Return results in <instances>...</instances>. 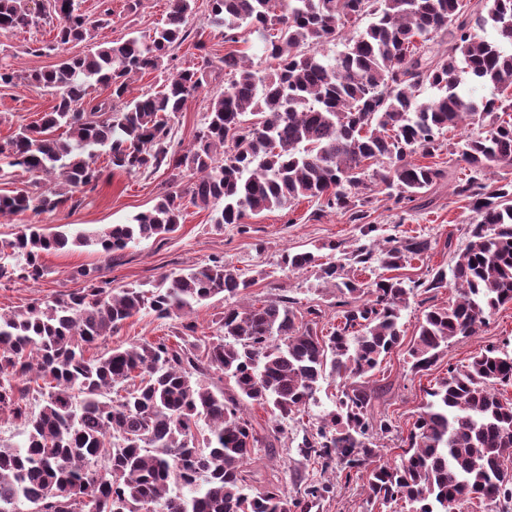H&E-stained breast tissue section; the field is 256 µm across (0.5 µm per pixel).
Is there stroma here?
<instances>
[{
  "mask_svg": "<svg viewBox=\"0 0 512 512\" xmlns=\"http://www.w3.org/2000/svg\"><path fill=\"white\" fill-rule=\"evenodd\" d=\"M112 16L109 24L98 27L96 40L102 44L120 42L130 34L148 35L160 26L166 17L168 0H111ZM53 26L38 23L11 32L0 31V62H9L22 73H32L53 67L61 58L87 53L84 42L53 48ZM203 49H196V42ZM258 43L256 35L246 41L227 44L219 29L208 21L206 0H197L196 13L191 21V35L173 51L174 66L184 68L197 64L201 55L220 61L230 50L253 56ZM224 88L223 78L207 72L202 88L191 96L173 124V139L182 147H189L200 126L211 98ZM56 103L54 92L19 82L0 84V141L5 140L22 124L37 120L41 113L50 111ZM484 127L471 124L448 129L441 135V149L429 165L445 170L446 177L433 190L434 202L426 209L396 208L386 192H374L368 207L369 221L376 224L375 239H404L424 236L431 240V250L413 258L399 270L404 280L423 281L434 268L451 269L469 241V230L479 222V215L469 202L454 193L456 183L468 173L458 150L464 140L481 135ZM103 176L96 192L77 209L43 214L36 219L15 216L0 222V241L14 238L26 224L36 222L45 232L58 231L61 225L92 230L105 225L127 224L139 213L150 210L168 180L166 170H145L127 174L109 169L106 159H99ZM247 232L238 225L216 226L210 221L209 210L188 207L175 233L154 237L131 245L121 264L108 266L103 255L92 247H72L46 254L43 261L46 275L38 282L16 280L0 282V312L20 310L34 302L53 299L63 294L81 291L84 279L78 278V268L96 269L99 279L109 281L112 287L128 288L157 281L161 275H176L205 264L211 257L221 256L252 278L245 301L255 303L286 296L299 307L319 306L325 313L320 323L327 329L336 323V291L324 287L316 269L295 274L282 272L277 261L284 250L317 251L335 242L345 250L365 244L359 225L350 222L347 214L322 209L318 200H302L292 208L274 209L247 218ZM455 298L453 285L430 292L418 289L409 298L402 312L404 337L375 376L378 398L377 410L388 413L398 432L383 439L385 460L395 461L400 453L399 440L407 436L417 411L426 400V392L436 379L446 374L448 367L462 366L485 347H494L512 355V304L501 307L488 318L475 335L449 344L432 370L414 374L410 371L407 353L411 346L423 311L432 305L445 306ZM179 319H158L144 311L130 318L119 331L108 337L109 348L127 347L143 340L172 335ZM337 382L326 378L315 403L310 404L302 421L289 422L288 435L272 453L252 457L249 468L253 473V488L263 489L267 483L284 488L291 498L303 495L312 483L331 484L332 490L315 512H365V494L359 482H345L333 471H322L320 466L308 464L298 453L305 429L316 426L321 416L332 409L336 399Z\"/></svg>",
  "mask_w": 512,
  "mask_h": 512,
  "instance_id": "stroma-1",
  "label": "stroma"
}]
</instances>
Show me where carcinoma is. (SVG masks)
<instances>
[{
  "label": "carcinoma",
  "instance_id": "obj_1",
  "mask_svg": "<svg viewBox=\"0 0 512 512\" xmlns=\"http://www.w3.org/2000/svg\"><path fill=\"white\" fill-rule=\"evenodd\" d=\"M30 2L0 0V31L54 22L56 47L84 41L91 48L24 77L55 92L56 104L0 143V174L20 167L49 187L0 195V217L80 205L98 186L102 154L114 171L163 167L188 183L163 192L130 224L95 233L26 225L0 241V282L39 281L43 255L70 245L96 246L110 264L132 243L175 232L189 205L210 210L213 224L244 229L251 216L316 198L350 213L366 237L376 227L365 222L364 190H386L397 205L418 200L443 171L414 156L435 155L450 127L483 122L486 134L459 150L469 174L455 187L480 221L452 269L455 300L423 312L411 371L429 370L451 341L474 335L512 304V181L484 183L492 168L512 163V122L498 116L512 102L461 90L467 79L512 87V0H207L224 42L258 33L266 66L224 54V90L184 150L172 144V122L202 87L200 71L175 68L158 91L135 96L129 81L162 69L185 41L197 0H169L153 33L110 46L92 43L111 16L108 0L95 20L75 0H47L41 13ZM488 25L492 41L480 34ZM442 36L448 47L440 50ZM339 39L345 50L326 56L322 46ZM95 83L110 89L106 99H86ZM426 89L437 94L423 99ZM430 247L425 237L384 239L357 247L350 259L398 270ZM340 248L328 244L320 264L310 251H285L277 262L288 273L316 266L336 289L339 322L327 333L319 329L321 309L272 298L227 308L216 334H197L185 318L198 305L219 294L244 296L254 284L217 257L148 287L116 291L93 279L65 298L0 313V415L20 422L24 435L19 445H0V512H311L330 485L312 483L297 501L277 485L253 494L246 465L274 447L329 374L343 382L335 409L298 448L309 462L361 479L366 512L398 500L412 512H464L474 499L508 512L512 401L496 386L512 383V356L486 347L468 365L448 367L426 392L399 459L381 461L378 441L395 425L375 410L370 380L401 345L410 295L444 287L447 275L438 270L411 287L396 276L363 282L336 257ZM143 310L182 319L176 343L88 355ZM217 373L230 387L208 382ZM34 395L43 399L36 413ZM254 404L269 414L263 425L247 413Z\"/></svg>",
  "mask_w": 512,
  "mask_h": 512
}]
</instances>
